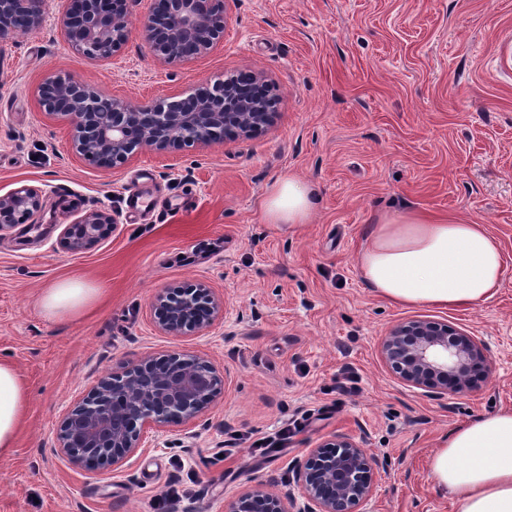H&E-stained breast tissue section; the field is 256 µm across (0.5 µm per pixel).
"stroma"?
Segmentation results:
<instances>
[{"mask_svg": "<svg viewBox=\"0 0 512 512\" xmlns=\"http://www.w3.org/2000/svg\"><path fill=\"white\" fill-rule=\"evenodd\" d=\"M68 0H44L42 25L0 41V196L27 185L43 208L0 238V359L30 398L13 454L0 458V512H226L255 486L306 501L294 474L324 440L345 436L379 462L356 512H455L429 459L442 436L476 414L512 409V0H230L224 37L167 61L144 24L154 0H133L127 42L108 59L73 49L61 29ZM257 75L272 103L259 131L100 167L75 154L71 126L39 90L72 76L139 106L203 84ZM293 173L316 184L311 221L266 223L262 200ZM149 177L159 204L130 216L128 194ZM111 210L97 245L71 253L66 225ZM417 210L486 225L505 259L497 294L469 308L392 304L367 287L357 258L378 215ZM101 287L80 316L46 319L42 288ZM209 289L224 316L186 336L161 331L158 291ZM426 319L474 336L488 374L459 393L407 384L382 342ZM187 351L224 378L203 415L147 431L120 464L73 466L57 434L110 373ZM322 410L270 456L249 445L307 410ZM247 442L225 455L227 432Z\"/></svg>", "mask_w": 512, "mask_h": 512, "instance_id": "obj_1", "label": "stroma"}]
</instances>
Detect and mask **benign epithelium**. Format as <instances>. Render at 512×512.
Returning a JSON list of instances; mask_svg holds the SVG:
<instances>
[{
	"mask_svg": "<svg viewBox=\"0 0 512 512\" xmlns=\"http://www.w3.org/2000/svg\"><path fill=\"white\" fill-rule=\"evenodd\" d=\"M131 0H69L63 19L66 39L91 58L109 59L129 36ZM229 0H157L145 38L168 61L188 59L224 36ZM44 0H0V39L18 24L35 29L43 22ZM46 112L72 124L71 147L102 167L123 163L137 149L159 151L235 138L269 122L270 112L257 78L207 83L189 96L141 106L106 96L71 77H57L40 89ZM43 207L41 191L21 186L0 196V237L25 224ZM114 218L96 211L65 227L61 248L83 252L104 236ZM157 326L185 335L210 327L224 316V301L204 288H167L155 299ZM385 361L404 382L436 392H458L467 370L490 367L482 344L457 328L425 320L394 326L382 346ZM223 378L207 360L184 352L148 359L102 377L62 422L58 449L84 469L119 464L141 445L147 426L189 423L202 415L222 390ZM375 458L340 437L320 445L297 470L295 481L314 508L310 512H355L374 486ZM292 500L255 487L233 500L226 512H290Z\"/></svg>",
	"mask_w": 512,
	"mask_h": 512,
	"instance_id": "obj_1",
	"label": "benign epithelium"
}]
</instances>
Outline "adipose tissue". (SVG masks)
<instances>
[{"label": "adipose tissue", "instance_id": "ef3b65f1", "mask_svg": "<svg viewBox=\"0 0 512 512\" xmlns=\"http://www.w3.org/2000/svg\"><path fill=\"white\" fill-rule=\"evenodd\" d=\"M316 186L280 176L262 210L270 224L309 223ZM357 264L369 288L399 305L459 308L491 299L501 286L504 256L482 224L433 218L414 210L383 215L369 229ZM99 294L78 281L43 291L49 319L78 315ZM28 385L13 364L0 361V457L11 455L28 406ZM435 490L451 497L456 512H512V410L474 417L444 438L430 458Z\"/></svg>", "mask_w": 512, "mask_h": 512}]
</instances>
